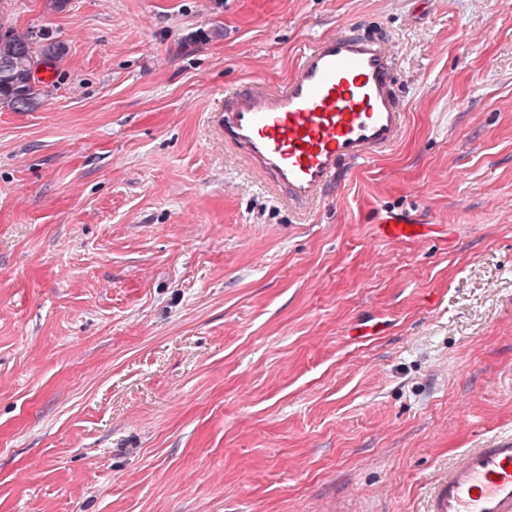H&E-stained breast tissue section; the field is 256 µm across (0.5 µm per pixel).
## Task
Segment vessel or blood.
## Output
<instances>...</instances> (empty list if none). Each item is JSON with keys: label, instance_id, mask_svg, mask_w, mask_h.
<instances>
[{"label": "vessel or blood", "instance_id": "obj_1", "mask_svg": "<svg viewBox=\"0 0 512 512\" xmlns=\"http://www.w3.org/2000/svg\"><path fill=\"white\" fill-rule=\"evenodd\" d=\"M396 69L382 32H333L303 49L283 87L226 93L209 120L226 149L306 216L348 169L400 140L406 113ZM378 234L428 239L423 225L394 216ZM428 512H512V438L458 453L435 480Z\"/></svg>", "mask_w": 512, "mask_h": 512}]
</instances>
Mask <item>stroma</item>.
Returning <instances> with one entry per match:
<instances>
[{
  "label": "stroma",
  "instance_id": "stroma-1",
  "mask_svg": "<svg viewBox=\"0 0 512 512\" xmlns=\"http://www.w3.org/2000/svg\"><path fill=\"white\" fill-rule=\"evenodd\" d=\"M0 17L69 48L0 107V512H423L512 436V0ZM359 24L398 40L406 129L302 221L206 116ZM395 213L432 239H380Z\"/></svg>",
  "mask_w": 512,
  "mask_h": 512
}]
</instances>
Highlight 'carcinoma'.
<instances>
[{
    "instance_id": "obj_1",
    "label": "carcinoma",
    "mask_w": 512,
    "mask_h": 512,
    "mask_svg": "<svg viewBox=\"0 0 512 512\" xmlns=\"http://www.w3.org/2000/svg\"><path fill=\"white\" fill-rule=\"evenodd\" d=\"M67 57L65 42L43 39L20 32L0 18V106L15 112H35L44 92L35 78L34 68L43 60L56 67Z\"/></svg>"
}]
</instances>
